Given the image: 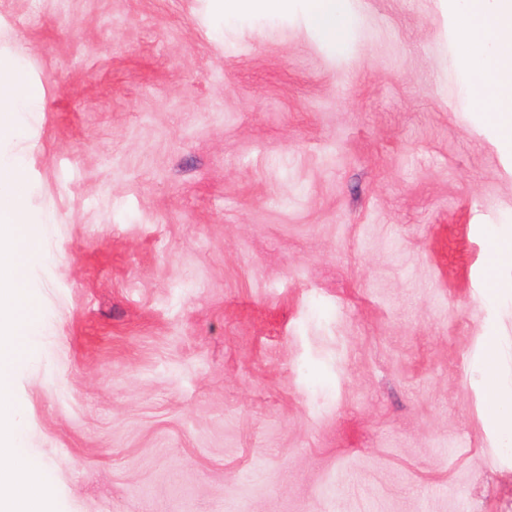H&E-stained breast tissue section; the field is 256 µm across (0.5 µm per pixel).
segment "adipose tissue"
<instances>
[{
    "label": "adipose tissue",
    "instance_id": "adipose-tissue-1",
    "mask_svg": "<svg viewBox=\"0 0 512 512\" xmlns=\"http://www.w3.org/2000/svg\"><path fill=\"white\" fill-rule=\"evenodd\" d=\"M293 0H217L225 23L246 15L281 16ZM476 22L460 36L467 70L475 83L472 103L494 113L503 139L512 144V0H449ZM352 15L351 0H310L304 13L309 30L329 44L342 43ZM40 85L18 78L0 61V141L17 138L25 112L41 107ZM45 230L25 218L22 164L0 159V512H37L44 491L42 464L21 448L13 421L11 380L17 342L30 325L23 270L40 255Z\"/></svg>",
    "mask_w": 512,
    "mask_h": 512
}]
</instances>
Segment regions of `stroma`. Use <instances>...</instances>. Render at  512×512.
Wrapping results in <instances>:
<instances>
[{
	"instance_id": "stroma-1",
	"label": "stroma",
	"mask_w": 512,
	"mask_h": 512,
	"mask_svg": "<svg viewBox=\"0 0 512 512\" xmlns=\"http://www.w3.org/2000/svg\"><path fill=\"white\" fill-rule=\"evenodd\" d=\"M212 0H0L44 91L12 394L42 512H512V147L448 0L344 48ZM500 287L497 298L489 290ZM496 363L488 364L490 383L485 391L491 421L495 427L509 438L512 437V388L506 387L494 378Z\"/></svg>"
}]
</instances>
